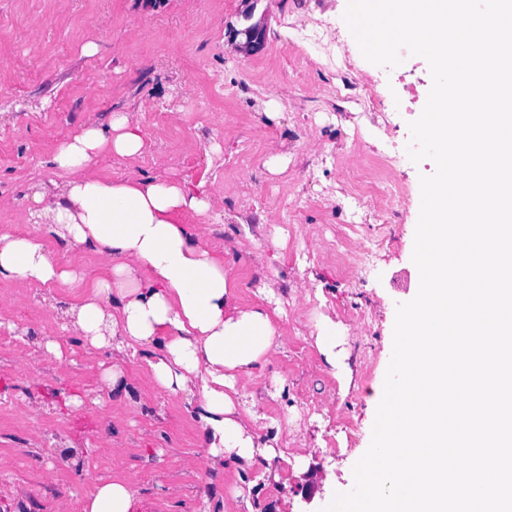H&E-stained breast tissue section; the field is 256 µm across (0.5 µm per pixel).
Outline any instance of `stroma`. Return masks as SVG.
Instances as JSON below:
<instances>
[{"mask_svg":"<svg viewBox=\"0 0 512 512\" xmlns=\"http://www.w3.org/2000/svg\"><path fill=\"white\" fill-rule=\"evenodd\" d=\"M347 0H0V233L33 234L60 264L92 282L101 255L64 250L29 211L33 185L58 178L46 160L88 121L137 113L148 142L141 157L108 156L95 172L112 180L141 174L187 181L211 200L203 216L185 214L203 242L226 257L241 304L272 290L284 314L283 346L261 375L241 385L262 417V439L278 452L259 459L248 479L267 488L258 512H322L354 484L376 416L370 397L391 359L398 304L418 291L412 261L420 212V176L431 160L405 162L384 178L403 184L409 205L391 224L357 208L356 176L404 148L408 124L431 88L426 60L404 55L384 79L366 61L343 15ZM264 22L261 50H244L241 31ZM338 29L361 80L376 82L366 103L339 98L341 61L316 51L297 60L298 29ZM97 46L94 55L80 52ZM391 112L387 142L362 111ZM297 206L291 223L282 206ZM352 250L386 237L376 263L361 273L342 266L329 243L336 231ZM78 285L29 279L0 283V326H23L21 343L0 352V512L24 500L29 512H79L94 480L128 477L138 512H205L232 482L207 467L198 428L183 400L159 395L138 359L125 371L137 388L117 405L101 378L106 349L87 353L60 327L50 297L75 299ZM336 325L341 371L316 339L324 319ZM61 359L47 358L46 341ZM95 403H88V396ZM82 406H74L73 398ZM84 466L64 470L43 451L52 431Z\"/></svg>","mask_w":512,"mask_h":512,"instance_id":"obj_1","label":"stroma"}]
</instances>
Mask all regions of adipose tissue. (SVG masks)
<instances>
[{
	"instance_id": "obj_1",
	"label": "adipose tissue",
	"mask_w": 512,
	"mask_h": 512,
	"mask_svg": "<svg viewBox=\"0 0 512 512\" xmlns=\"http://www.w3.org/2000/svg\"><path fill=\"white\" fill-rule=\"evenodd\" d=\"M147 142L131 112L83 125L48 158L60 171L36 193L40 219L71 249H93L105 268L76 302L53 305L55 318L86 350L111 349L103 380L112 398L131 403L124 371L141 356L152 386L183 397L207 450L210 469L234 476L233 497L251 498L243 476L258 458L275 455L257 432L260 416L240 380L269 363L281 345L279 309L265 299L240 305L222 253L207 248L192 212L205 215L207 196L187 182L161 177L106 181L92 166L101 157L135 158ZM33 279L75 283L81 274L59 264L27 234H0V282ZM138 498L125 477L99 479L80 512H135Z\"/></svg>"
}]
</instances>
